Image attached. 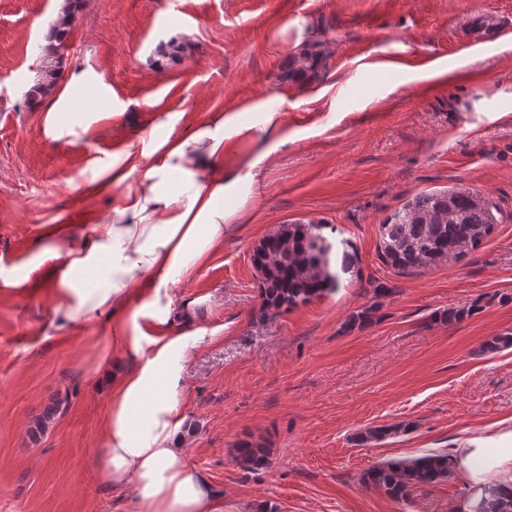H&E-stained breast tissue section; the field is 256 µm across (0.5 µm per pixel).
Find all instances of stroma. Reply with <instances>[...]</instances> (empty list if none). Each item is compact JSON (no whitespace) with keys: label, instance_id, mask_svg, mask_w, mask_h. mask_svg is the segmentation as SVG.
Wrapping results in <instances>:
<instances>
[{"label":"stroma","instance_id":"35a3bbf8","mask_svg":"<svg viewBox=\"0 0 512 512\" xmlns=\"http://www.w3.org/2000/svg\"><path fill=\"white\" fill-rule=\"evenodd\" d=\"M62 71H90L68 109L30 104L57 0H0V512H129L99 475L108 388L94 382L107 320L58 328L49 265L57 224L79 244L106 198L88 200L90 161L120 134L167 112L188 127L213 112L286 96L290 140L269 161L260 196L183 297L200 299L204 340L186 361L187 460L224 495L225 512H455L473 494L463 473L398 501L362 486L372 466L512 428V0H88ZM306 19L330 57L303 84L283 76L298 47L278 29ZM489 18L492 31L474 19ZM439 80L423 79L432 65ZM109 86L125 105L101 103ZM463 185L500 212L495 234L452 265L401 274L379 255L378 226L416 194ZM332 227L340 288L287 312L262 310L251 264L278 225ZM11 287H4V280ZM390 287L372 320L345 331ZM480 313L429 325L432 312ZM58 411L38 439L28 430ZM406 424L371 446L356 433ZM248 440L268 467L233 458Z\"/></svg>","mask_w":512,"mask_h":512}]
</instances>
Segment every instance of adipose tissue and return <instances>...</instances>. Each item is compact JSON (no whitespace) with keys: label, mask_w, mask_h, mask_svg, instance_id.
I'll list each match as a JSON object with an SVG mask.
<instances>
[{"label":"adipose tissue","mask_w":512,"mask_h":512,"mask_svg":"<svg viewBox=\"0 0 512 512\" xmlns=\"http://www.w3.org/2000/svg\"><path fill=\"white\" fill-rule=\"evenodd\" d=\"M282 101L241 113L219 112L181 131L180 114L157 130L124 138L92 162L90 197L109 200L99 229L77 248H45L53 263L59 326L111 314L112 349L131 363L107 380L110 406L99 474L113 491L131 493L135 512H224V496L183 452L184 364L204 338L191 329L196 301L175 289L190 283L224 243V228L262 190L263 170L288 140ZM246 154L226 161L238 142ZM452 453L473 483L492 473L512 480V429L476 435Z\"/></svg>","instance_id":"adipose-tissue-1"}]
</instances>
